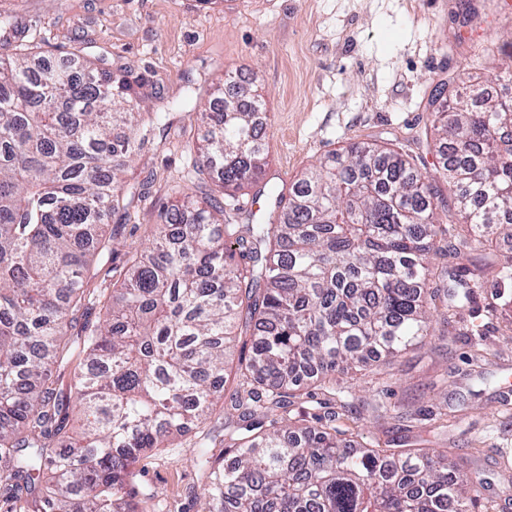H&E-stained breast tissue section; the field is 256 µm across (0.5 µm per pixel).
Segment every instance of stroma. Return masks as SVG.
Returning <instances> with one entry per match:
<instances>
[{"mask_svg":"<svg viewBox=\"0 0 512 512\" xmlns=\"http://www.w3.org/2000/svg\"><path fill=\"white\" fill-rule=\"evenodd\" d=\"M0 11L39 18L24 42L49 61L76 49L84 69H125L143 79L152 90L143 111L167 113L170 121L167 134L128 166L125 181L136 192L108 224L114 244L87 282L92 325L165 209L187 195L215 193L214 180L196 171L208 131L200 114L225 72L255 78L265 106L263 174L237 192L251 223L260 224L272 193L350 142L408 155L452 203L447 182L436 176V89L483 87L487 69L512 61V0H0ZM448 228L464 244L463 266L483 268L486 279L496 275L489 255L512 257V241H469L456 213ZM474 306L485 313L486 360L476 358L471 308H438L437 334L425 346L391 366L378 361L337 372L349 411L335 425L371 448L398 451L425 437L434 451L452 449L455 461L473 460L483 480L467 512H512V288L500 296L478 289ZM237 423L219 409L168 447L143 452L135 469L148 512H200L208 476L194 463L197 446L212 437L213 459L223 462L224 440L213 432Z\"/></svg>","mask_w":512,"mask_h":512,"instance_id":"35a3bbf8","label":"stroma"}]
</instances>
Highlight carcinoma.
I'll list each match as a JSON object with an SVG mask.
<instances>
[{
    "instance_id": "carcinoma-1",
    "label": "carcinoma",
    "mask_w": 512,
    "mask_h": 512,
    "mask_svg": "<svg viewBox=\"0 0 512 512\" xmlns=\"http://www.w3.org/2000/svg\"><path fill=\"white\" fill-rule=\"evenodd\" d=\"M25 29L0 16V501L8 512H139L141 452L224 400V355L237 320L253 330L230 396L246 422L224 429L223 466L207 445L202 495L221 512H464L483 480L449 453L354 447L321 428L262 429L311 379L336 394V368L392 361L435 335L433 259L452 263L448 225L423 175L401 153L351 142L276 199L267 224H235L232 192L264 166L263 101L233 84L200 171L220 195L174 208L112 289L105 324L71 338L84 315L90 262L125 206V160L148 141L144 82L31 67ZM438 98L442 174L477 241L512 239V98L479 91ZM481 270L448 271V308L485 286ZM82 359L57 388L53 367ZM79 403L72 432L69 400Z\"/></svg>"
}]
</instances>
